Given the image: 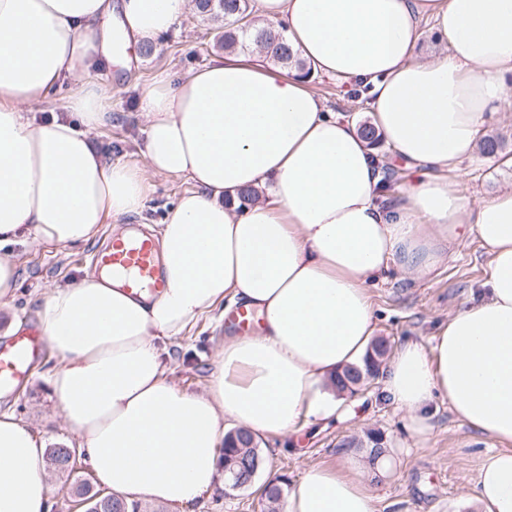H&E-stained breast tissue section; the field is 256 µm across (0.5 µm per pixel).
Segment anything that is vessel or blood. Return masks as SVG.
Wrapping results in <instances>:
<instances>
[{"mask_svg": "<svg viewBox=\"0 0 512 512\" xmlns=\"http://www.w3.org/2000/svg\"><path fill=\"white\" fill-rule=\"evenodd\" d=\"M94 265L96 269L120 274L121 289L134 298L145 293L156 295L164 288L156 247L149 238L113 240L97 251ZM40 344L37 334L23 332L8 345L0 346V390H11L25 381L40 353Z\"/></svg>", "mask_w": 512, "mask_h": 512, "instance_id": "vessel-or-blood-1", "label": "vessel or blood"}]
</instances>
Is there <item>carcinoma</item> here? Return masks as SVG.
<instances>
[{
    "mask_svg": "<svg viewBox=\"0 0 512 512\" xmlns=\"http://www.w3.org/2000/svg\"><path fill=\"white\" fill-rule=\"evenodd\" d=\"M196 10L203 19L215 24L218 42L226 50L254 49L261 52L273 48L275 62L294 67L303 78L311 75V70L299 58L298 53L284 38L281 31L272 26L255 27L248 20L251 14L250 0H196ZM505 147V137L485 135L481 138V152L487 157L495 156ZM387 353L385 341L374 342L360 366H351L336 377V386L341 391L356 394L369 380L380 373V366ZM252 436L250 431L239 428L235 433L224 436V460H233L238 466L249 471L263 465L259 448L248 447ZM365 449L369 462L373 463L387 453L384 436L379 431L366 434Z\"/></svg>",
    "mask_w": 512,
    "mask_h": 512,
    "instance_id": "1",
    "label": "carcinoma"
}]
</instances>
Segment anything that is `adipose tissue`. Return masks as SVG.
I'll return each instance as SVG.
<instances>
[{"mask_svg": "<svg viewBox=\"0 0 512 512\" xmlns=\"http://www.w3.org/2000/svg\"><path fill=\"white\" fill-rule=\"evenodd\" d=\"M190 0H0V302L18 290L10 246H73L146 205L149 176L184 177L156 243L165 287L130 297L105 274L49 291L37 323L65 425L98 486L186 512L221 474L224 422L284 438L339 413L334 380L374 336L371 284L420 279L462 234L489 257L486 292L429 341L391 353L384 392L415 434L434 400L501 448L475 487L482 512H512V186L473 203L459 189L490 115L512 110V0H253L313 73L365 88L372 124L405 166L385 162L355 120L330 112L297 70L227 51L189 77L159 72L140 93L143 165L108 161L93 134L112 121V18L136 44L174 27ZM435 36L424 45L425 33ZM67 118L28 107L54 101ZM259 198L240 207L242 191ZM261 319L228 335L202 392L166 376L170 344L219 305ZM46 441L0 413V512H44ZM280 512H376L353 467L313 466ZM71 85H74V82H71ZM71 85L65 84L54 102L33 106L31 115H34L38 121H43L64 114L63 112H66L63 107L64 97L68 94Z\"/></svg>", "mask_w": 512, "mask_h": 512, "instance_id": "obj_1", "label": "adipose tissue"}]
</instances>
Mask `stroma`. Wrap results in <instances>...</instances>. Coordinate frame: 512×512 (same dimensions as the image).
Instances as JSON below:
<instances>
[{
	"label": "stroma",
	"mask_w": 512,
	"mask_h": 512,
	"mask_svg": "<svg viewBox=\"0 0 512 512\" xmlns=\"http://www.w3.org/2000/svg\"><path fill=\"white\" fill-rule=\"evenodd\" d=\"M213 33L194 11H187L169 32L158 37L151 51L126 44L112 58L106 76L112 85L110 126L98 130L94 139L109 159L128 165L142 162L139 149L145 139L143 124L134 119L141 90L160 70L186 77L207 65L216 55ZM311 88L325 98L338 114L369 122L368 106L359 98L358 86L324 75L313 76ZM466 167L469 176L461 184L472 202L494 196L512 183V167L475 156ZM146 207L136 224L161 223L177 199L193 184L183 177L154 176ZM112 237L111 225L101 227L94 245L54 246L35 240L14 246L12 258L19 271L20 286L7 306L0 308V338L12 323L31 328L42 296L55 286L85 274L97 248ZM489 269V257L476 238L466 236L454 246L448 262L422 279L389 270L385 279L370 288L376 309V334L391 344L407 338L428 341L450 311L468 297L480 296ZM217 316L200 319L172 348L167 376L183 390L201 392L219 348L221 330ZM58 355L42 345L28 382L9 397L0 396V412H9L38 430L48 446L78 445L52 398L47 379L58 364ZM348 411L338 419L308 425L286 441L261 437L259 448L264 466L245 489L231 491L216 485L213 492L195 502L192 512H267L262 494L267 477H281L282 488H290L310 467L333 466L350 461L363 469L362 477L376 499L377 512H477L475 485L485 457L497 450L489 435L461 423L447 403L432 406L430 429L415 435L405 427L402 415L383 392L382 379L346 400ZM378 430L387 439L389 453L382 469L365 467L362 450L349 447L355 437Z\"/></svg>",
	"instance_id": "1"
}]
</instances>
